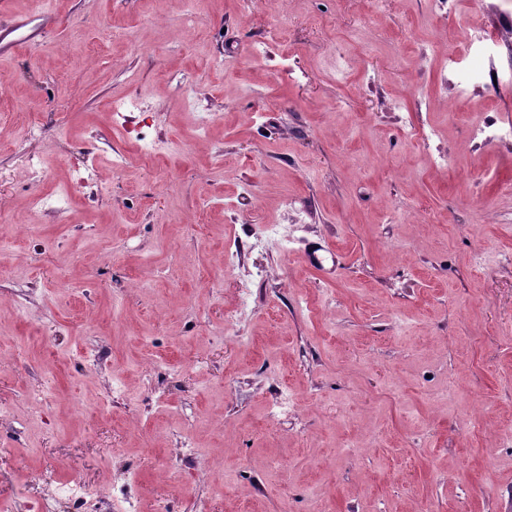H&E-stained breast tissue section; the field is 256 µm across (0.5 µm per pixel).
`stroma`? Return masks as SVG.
I'll return each instance as SVG.
<instances>
[{
  "instance_id": "35a3bbf8",
  "label": "stroma",
  "mask_w": 512,
  "mask_h": 512,
  "mask_svg": "<svg viewBox=\"0 0 512 512\" xmlns=\"http://www.w3.org/2000/svg\"><path fill=\"white\" fill-rule=\"evenodd\" d=\"M500 8L13 0L52 23L0 58V506L52 473L102 512L131 476L137 512H512V141L470 132L512 94L458 97L438 22L512 73Z\"/></svg>"
}]
</instances>
